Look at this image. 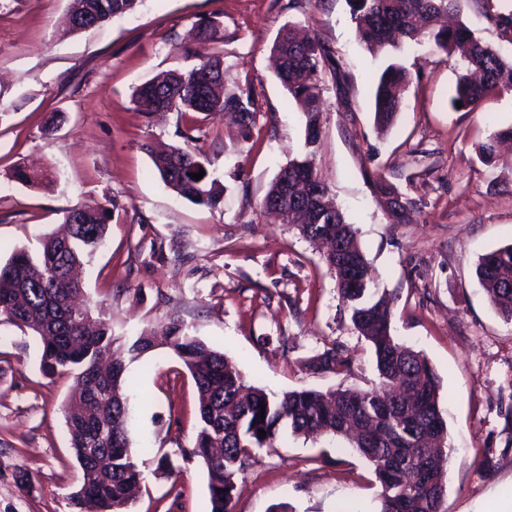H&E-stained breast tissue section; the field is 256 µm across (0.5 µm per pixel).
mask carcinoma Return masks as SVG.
Wrapping results in <instances>:
<instances>
[{
	"mask_svg": "<svg viewBox=\"0 0 512 512\" xmlns=\"http://www.w3.org/2000/svg\"><path fill=\"white\" fill-rule=\"evenodd\" d=\"M141 0H70V25L83 30L132 13ZM459 0H349L351 18L361 42L368 46L428 40L449 55L459 54L465 70L457 75L452 102L475 110L491 96L512 92V58L481 41L463 23L429 27L430 20L456 9ZM488 21L509 35L512 44V8L486 7ZM273 51L277 76L306 117L308 147L318 142L321 97L317 75L331 64L328 52L313 39H300L290 25L282 27ZM406 71L393 62L379 74L374 90V118L389 127L397 117ZM133 100L149 119L156 112H224L240 115L242 138L257 123L258 105L249 88L224 93V56L215 53L184 72H168L138 86ZM186 144L155 152L149 145L154 169L177 196L216 208L223 187L203 176L207 155L190 145L197 137L185 132ZM512 139V127L493 132L480 146L481 156L492 157L495 145ZM313 151L284 167L271 183L261 209L278 202L292 213V223L310 244L332 239L342 243L363 267L369 262L358 232L343 212L327 208L333 200L316 175ZM14 181L37 188L50 183L46 171L18 166ZM115 201L94 202L71 209L76 224L70 236L44 235L37 252L17 249L0 265V317L38 335L42 342L40 368L53 378L72 374L77 391L64 407L70 447L82 479L71 495L73 507L89 512H129V492L143 480L129 438L127 365L157 348L172 350L189 371L198 395V425L189 455L200 460L207 473L208 512H233L239 477L252 466L254 450L273 448L281 427L296 436L326 435L345 440L372 468L380 484L379 512H444L445 475L450 457L445 451L448 427L440 401L441 380L427 359L391 334L392 310L376 281L355 289L336 282L349 320L371 347L377 382L367 389L332 391L299 389L275 394L249 382L224 356L191 334L178 317H167L158 327L121 343L112 325L89 318L73 303L84 294L70 271L84 264L103 244ZM477 277L492 297L498 313L512 321V245L484 254ZM349 357L335 345L311 358L315 373L339 372ZM265 415H260V412ZM266 436L259 437V431ZM223 449L213 457L211 449Z\"/></svg>",
	"mask_w": 512,
	"mask_h": 512,
	"instance_id": "cac0c4a2",
	"label": "carcinoma"
}]
</instances>
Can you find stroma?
<instances>
[{"label": "stroma", "mask_w": 512, "mask_h": 512, "mask_svg": "<svg viewBox=\"0 0 512 512\" xmlns=\"http://www.w3.org/2000/svg\"><path fill=\"white\" fill-rule=\"evenodd\" d=\"M69 0H0V264L35 250L66 212L116 199L102 248L83 270L86 291L120 341L168 315L224 351L267 391L367 388L376 374L368 343L351 325L336 283L297 230L260 208L271 182L303 157L305 120L282 86L272 47L286 24L325 46L314 169L347 220L391 300L392 333L441 378L452 449L445 512H512V322L481 287L479 258L512 245V144L482 159L491 131L512 126V92L475 111L451 98L459 57L428 42L369 51L348 0H143L129 15L81 32L66 25ZM476 37L512 52L483 0L456 15ZM222 42L193 39L200 20ZM222 52L224 90L251 87L260 115L249 139L221 113L145 118L135 88ZM392 62L408 73L392 127L374 122L373 86ZM62 117L47 134L49 113ZM200 130L210 178L224 187L211 209L179 198L160 179L145 144H180L179 125ZM51 170L49 186L11 179L17 165ZM392 184L406 205L393 223L375 192ZM341 346L350 371L315 374L307 359ZM41 344L0 317V512H71L81 469L61 406L73 380L45 377ZM131 448L144 473L130 512H207V474L182 456L198 402L179 358L157 349L129 365ZM170 457L175 474L157 469ZM380 487L339 440L283 431L254 452L234 512H377Z\"/></svg>", "instance_id": "1"}]
</instances>
